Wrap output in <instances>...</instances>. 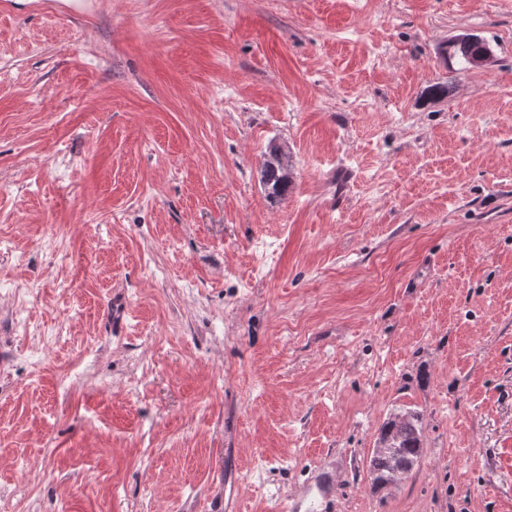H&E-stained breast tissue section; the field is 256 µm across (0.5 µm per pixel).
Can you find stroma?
Instances as JSON below:
<instances>
[{"label":"stroma","mask_w":512,"mask_h":512,"mask_svg":"<svg viewBox=\"0 0 512 512\" xmlns=\"http://www.w3.org/2000/svg\"><path fill=\"white\" fill-rule=\"evenodd\" d=\"M330 474L327 512H512V0H0V512ZM476 37V39H462L450 42L448 45L450 48L448 50V60L457 59L466 68L467 66H473L472 64H474V60L477 57L492 53L489 45L482 38ZM284 162L288 165L287 168ZM261 183L267 196L274 200H281L286 197L292 183L291 165L285 159V153L279 146L270 148L261 167ZM416 412L396 414L383 425L379 444L368 462L372 483L395 484L410 474L422 454V427Z\"/></svg>","instance_id":"1"}]
</instances>
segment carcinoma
Here are the masks:
<instances>
[{
	"mask_svg": "<svg viewBox=\"0 0 512 512\" xmlns=\"http://www.w3.org/2000/svg\"><path fill=\"white\" fill-rule=\"evenodd\" d=\"M491 52L489 45L480 37L449 43L448 60H457L464 66ZM285 153L278 146L270 148L261 167V183L267 196L274 200L286 197L292 183L291 171L284 165ZM422 454V427L415 412L396 414L383 425L379 444L368 462L369 474L375 486L396 483L410 474Z\"/></svg>",
	"mask_w": 512,
	"mask_h": 512,
	"instance_id": "1",
	"label": "carcinoma"
}]
</instances>
